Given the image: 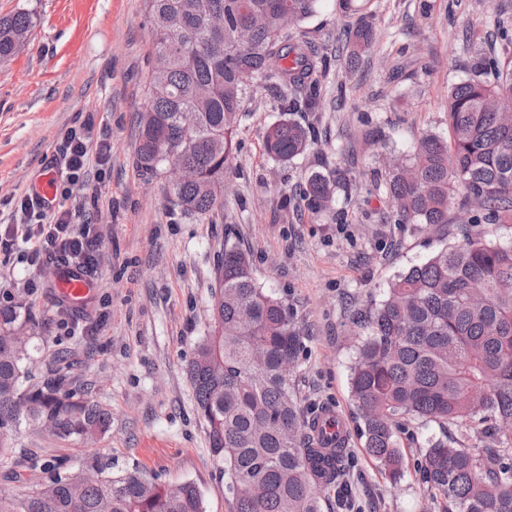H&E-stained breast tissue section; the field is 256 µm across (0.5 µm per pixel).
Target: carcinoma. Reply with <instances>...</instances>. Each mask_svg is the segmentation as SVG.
Returning <instances> with one entry per match:
<instances>
[{
  "instance_id": "1",
  "label": "carcinoma",
  "mask_w": 512,
  "mask_h": 512,
  "mask_svg": "<svg viewBox=\"0 0 512 512\" xmlns=\"http://www.w3.org/2000/svg\"><path fill=\"white\" fill-rule=\"evenodd\" d=\"M156 79L145 87L134 164L162 178L173 152L195 179L168 185L185 214L208 218L224 206L235 131L252 88L274 81L283 112H312L326 74L308 43L290 41L283 15L298 25L318 0H146ZM224 18V30L207 17ZM31 13L0 17V60L28 39ZM374 41L360 22L345 39L350 62ZM512 104V42L484 57L480 74L448 95V137L426 134L398 155L384 191L399 224H446L462 196L467 223H512V123L488 104ZM312 131L297 122L270 127L269 157L288 163L308 149ZM350 180L341 170L308 177L304 198L325 209ZM211 326L187 366L197 413L213 457L224 464L233 512H322V492L347 463L345 425L303 414L287 362L298 363L301 336L288 306L260 287L248 252L230 238L215 268ZM30 317L0 304V457L23 421L49 424L62 440H90L112 414L62 382L19 392ZM350 392L364 448L391 482L403 476L402 421L436 423L417 462L419 481L440 512H512V239L470 238L412 265L383 299L358 316ZM0 512H204L199 490H176L138 471L112 474L94 462L58 473L28 492L0 494Z\"/></svg>"
}]
</instances>
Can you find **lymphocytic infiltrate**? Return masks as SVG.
<instances>
[{
    "label": "lymphocytic infiltrate",
    "instance_id": "1",
    "mask_svg": "<svg viewBox=\"0 0 512 512\" xmlns=\"http://www.w3.org/2000/svg\"><path fill=\"white\" fill-rule=\"evenodd\" d=\"M52 158L65 175L57 184L51 205L45 206L32 195L22 196L16 206L15 221L6 225V240H19L28 246L31 264H42L49 254L57 253L76 269H90L94 263V248L88 236L78 231L80 211L70 208L68 200L74 192L93 197L97 190L83 180L89 166L106 168L112 159V145L93 136L92 122L69 127L53 151Z\"/></svg>",
    "mask_w": 512,
    "mask_h": 512
}]
</instances>
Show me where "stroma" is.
Masks as SVG:
<instances>
[{"label":"stroma","instance_id":"1","mask_svg":"<svg viewBox=\"0 0 512 512\" xmlns=\"http://www.w3.org/2000/svg\"><path fill=\"white\" fill-rule=\"evenodd\" d=\"M21 9L35 21L28 44L0 61V225L12 223L19 197L47 173L67 128L92 120L112 145V165L84 175L97 199L70 200L92 215L84 227L96 243L85 303L62 319L55 275L30 264L20 242L0 250V297L32 317L21 391L63 378L111 411L112 428L70 441L21 424L12 453L0 457V492L25 493L50 466L77 472L98 459L113 473L142 470L166 487L193 482L205 512H232L224 465L210 452L186 373L209 330L215 266L229 235L304 333L293 376L302 406L328 407L347 425L350 512H429L414 465L438 428L413 424L401 434L408 468L391 484L367 454L354 414L352 318L381 300L397 274L484 232L463 224L456 202L447 223H394L378 181L387 154L407 152L427 133L447 136L448 93L474 77L479 49L496 38L493 20L512 14V0H319L289 33L327 63L320 106L284 113L259 89L236 130L224 207L209 221L182 213L165 180L140 176L133 164L150 72L145 0H0V15ZM362 20L376 41L351 68L338 43ZM286 119L310 127L314 140L282 164L267 156L263 139ZM337 169L351 191L338 193L328 211L305 205L299 190L309 175Z\"/></svg>","mask_w":512,"mask_h":512}]
</instances>
